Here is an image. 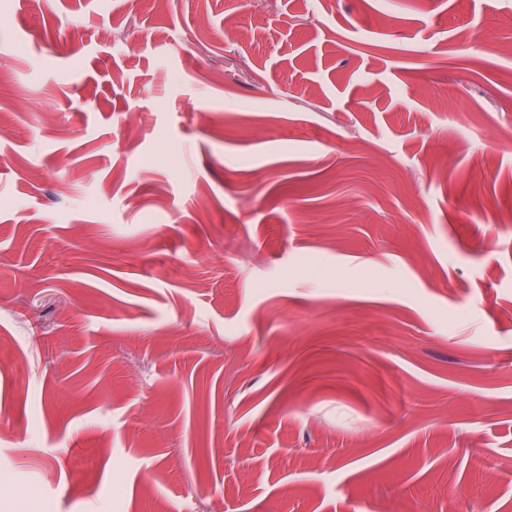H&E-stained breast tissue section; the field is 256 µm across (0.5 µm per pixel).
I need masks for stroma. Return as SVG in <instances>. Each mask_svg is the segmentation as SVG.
I'll return each instance as SVG.
<instances>
[{"mask_svg": "<svg viewBox=\"0 0 512 512\" xmlns=\"http://www.w3.org/2000/svg\"><path fill=\"white\" fill-rule=\"evenodd\" d=\"M512 0H0V512H512Z\"/></svg>", "mask_w": 512, "mask_h": 512, "instance_id": "obj_1", "label": "stroma"}]
</instances>
